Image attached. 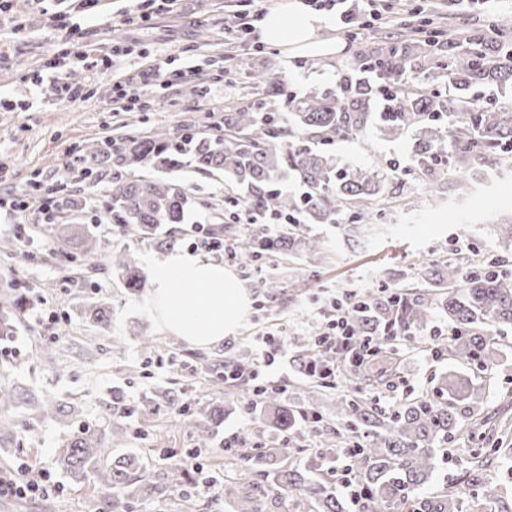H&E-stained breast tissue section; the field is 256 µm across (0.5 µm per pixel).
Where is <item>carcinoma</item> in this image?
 <instances>
[{
	"mask_svg": "<svg viewBox=\"0 0 512 512\" xmlns=\"http://www.w3.org/2000/svg\"><path fill=\"white\" fill-rule=\"evenodd\" d=\"M408 29L424 35L430 44L429 69L435 79L414 82L410 74L422 69L420 60L402 43L386 40L375 50L357 51L355 73L341 75L335 95L311 92L288 99L291 112L285 119L269 107V98L284 95L285 76L276 70L257 72L254 81L264 90V99L224 113L220 135H207L188 122L158 128L150 135L121 133L81 145L68 167H76L87 190L67 197L64 209L73 215L84 212L92 205L96 187L110 173V194L99 206L112 214V223L137 240L171 247L177 243L174 225L184 223L197 201L175 182L137 177L135 172L140 168L173 171L189 157L203 173L227 175L230 187L239 192L236 205L254 217L253 223L228 237L224 233L231 228L225 226L208 236L209 243L244 261L320 254V240L295 224L275 239L264 236L261 223L272 216L303 213L316 223L344 225L349 237L365 238L381 214L389 187L402 179L393 175L388 161L374 168H340L319 146L365 140L374 121L366 107L382 88L395 97V105L381 113L379 129L392 141L413 135L412 177L425 192L440 193L444 178L453 175L462 193L470 189L469 173L511 166L512 109L474 111L465 91L512 84V34L491 36L486 29L472 26L461 30L458 41L444 46L428 30L424 17ZM281 177L299 184L303 193L296 196L274 187ZM70 230L71 234L61 236L60 260L98 270L99 240L75 230L73 224ZM110 263L129 290L146 288L134 250L125 247L113 253ZM416 270L423 289L415 295L366 290L346 302L354 342H362L384 326L394 333L419 332L440 313L448 322V336L433 343L435 355L464 365H488L500 347L501 333L512 328V262L502 256L484 260L473 253L423 261ZM110 309L109 303L97 301L85 306L83 314L106 331ZM295 346L303 366L312 359L323 365L334 360L331 352L315 349L312 340H299ZM319 387V382L299 387L295 395L306 405L305 417L314 424L315 433H320L328 418L342 422L344 444L354 448L348 465L357 491V512H460V492L427 494L423 487L437 469L445 446L485 425L476 419L464 423L456 412V402L477 398L473 387L450 378L438 388L442 397L421 393L388 410L349 387L336 395V405L331 406L320 401ZM29 405L44 417L66 414L65 405L48 397L32 399ZM241 407L267 411L270 424L280 432L292 431L296 423L295 410L282 405L277 392L267 391L258 400L249 393ZM199 415L195 437L203 447L224 410L212 406L201 409ZM122 440L121 434L111 437L83 426L62 442L57 460L77 480L98 477L102 487L96 490L97 497L107 502L110 512H132L140 499L160 503L171 495L192 504L186 457L162 450L163 481L158 482L156 471L141 453L119 449ZM469 452L472 498L496 499L501 484L489 479L486 470L497 454L508 449L471 448ZM300 454L306 455L304 467L321 472L323 480L303 486L296 469H271L272 461H291ZM323 460L324 454L298 447L295 437L281 440L277 448H237L224 465V482L212 489L210 503L224 512H272L273 495L297 489L307 504L302 512H347L326 486L332 475L322 470Z\"/></svg>",
	"mask_w": 512,
	"mask_h": 512,
	"instance_id": "1",
	"label": "carcinoma"
}]
</instances>
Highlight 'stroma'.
Here are the masks:
<instances>
[{
  "mask_svg": "<svg viewBox=\"0 0 512 512\" xmlns=\"http://www.w3.org/2000/svg\"><path fill=\"white\" fill-rule=\"evenodd\" d=\"M286 2L175 0L170 12L145 19L135 0H100L98 7L80 14L79 34L63 43L52 29L53 0H17L13 21L0 25V97L26 91L33 97V106L26 112L0 109V162L6 166L0 175V193L25 187L36 178L56 184L78 146L125 128L146 133L191 120L207 132L222 133L225 109L257 98L252 74L265 67L276 66L285 72V91L290 96L313 90L335 92L339 70L352 68L358 47L398 35L399 23L411 8L409 0H382L380 11L386 25L366 31L359 42H346L336 56L294 57L274 45L241 46L233 32L238 15L266 13ZM116 42L133 46L135 53L117 58L113 77L132 74L145 55L171 58L173 68L189 70L190 75L179 84L148 89L153 106L144 111L115 109L113 78L80 66L67 70L66 75L70 82L84 86L82 100L46 99L35 91L33 77L58 50L103 55ZM412 146V138L390 142L373 129L367 141H339L329 145L328 152L345 168H369L381 159H395L405 166ZM172 177L200 203L180 238L178 248L185 251L198 237L197 223H214L216 214L231 213L233 204L223 176L202 175L191 160H184ZM400 192L406 206L378 219L364 243L348 240L336 224L309 225V234L323 247V259L315 264L289 257L273 267L265 260L244 263L224 251L214 252V259L237 274L252 298V307L237 335L207 350L163 333L141 308L140 294L125 287L110 263L105 261L97 271L81 269L75 279H67L50 261L59 248L56 237L47 232L22 233L17 225L0 222V308L17 311L11 350L0 353V384L51 396L75 409L73 416L60 420L19 411L15 445L0 448V467L24 464L36 471L47 470L63 490L49 502L2 499L0 512H100L101 501L90 496L91 483L75 482L55 461L57 448L80 424L123 433L129 448L184 450L195 445V410L220 404L224 420L202 448L201 463L223 472L224 438L235 432L256 434L266 446L276 447L280 435L266 416L246 414L236 401L241 391L250 388V381L240 380L223 389L210 386L215 362L229 359L253 365L257 339L265 332H283L288 341L311 336L313 327L328 320L333 299L350 291H376L385 282H401L406 291H415V281L408 278L413 264L457 253L458 241L484 252L500 251L494 226L512 219V179L499 183L492 192L474 195L461 211L429 200L412 179L402 184ZM81 222L97 236L105 257L132 244L104 211L88 210ZM135 247L143 269L150 257L160 254L146 244ZM273 274L283 287L271 300L264 283ZM102 296L112 304L110 328L104 334L80 314L81 306ZM42 300L55 310L57 322L35 318ZM452 370L482 390L479 399L459 403L462 417L477 414L496 422L512 404V333L498 362L488 367L460 368L431 352L406 350L397 376L371 388L361 376L352 377L350 383L366 387L371 401L388 407L410 393L436 391L442 377ZM168 391L187 403L188 412L177 413L162 402V394ZM152 410L158 413V427L139 434L140 419Z\"/></svg>",
  "mask_w": 512,
  "mask_h": 512,
  "instance_id": "1",
  "label": "stroma"
}]
</instances>
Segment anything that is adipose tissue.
<instances>
[{
  "label": "adipose tissue",
  "instance_id": "adipose-tissue-1",
  "mask_svg": "<svg viewBox=\"0 0 512 512\" xmlns=\"http://www.w3.org/2000/svg\"><path fill=\"white\" fill-rule=\"evenodd\" d=\"M330 27V17L311 9L307 0H288L256 24L261 42L293 56L340 54L344 45L330 35ZM143 304L165 332L208 349L238 333L251 299L223 262L175 251L152 262Z\"/></svg>",
  "mask_w": 512,
  "mask_h": 512
}]
</instances>
